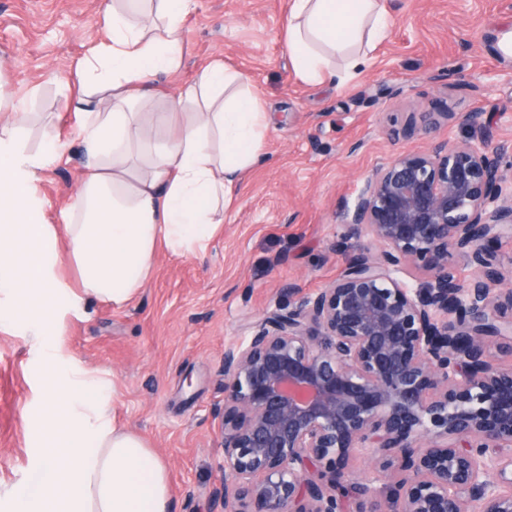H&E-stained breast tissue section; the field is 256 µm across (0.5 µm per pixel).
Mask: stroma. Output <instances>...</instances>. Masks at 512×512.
<instances>
[{"label": "stroma", "mask_w": 512, "mask_h": 512, "mask_svg": "<svg viewBox=\"0 0 512 512\" xmlns=\"http://www.w3.org/2000/svg\"><path fill=\"white\" fill-rule=\"evenodd\" d=\"M104 0H0V123L15 106L32 153L54 143L36 197L57 217L86 161L82 117L70 100L72 71L106 40ZM388 36L352 78L318 86L294 72L283 38L289 0H198L184 20L177 73L154 80L151 109L224 61L265 102L273 125L264 158L239 183L223 232L208 249H159L151 279L129 304L88 301L66 309L55 347L32 345L29 321L0 305V512L14 490L36 483L47 428L39 419L46 371H91L111 389L112 417L143 435L166 462L171 512H211L222 473L213 417L224 403V349L263 315L287 305V287L307 296L347 262L376 253L372 239L344 231L365 178L398 155L467 142L470 112L488 114L512 161V60L496 50L512 0H388ZM450 113L422 136L397 133L408 113Z\"/></svg>", "instance_id": "stroma-1"}]
</instances>
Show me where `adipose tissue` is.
I'll list each match as a JSON object with an SVG mask.
<instances>
[{
  "label": "adipose tissue",
  "mask_w": 512,
  "mask_h": 512,
  "mask_svg": "<svg viewBox=\"0 0 512 512\" xmlns=\"http://www.w3.org/2000/svg\"><path fill=\"white\" fill-rule=\"evenodd\" d=\"M194 6L109 5L103 25L110 45L93 49L74 72L88 161L60 224L34 195L56 147L27 152L18 128H0V295L36 304L35 343H48V330L62 328V265L77 273L72 301L130 303L149 281L160 247L189 256L222 232L236 185L262 156L272 117L243 89V75L221 62L168 95L150 122L140 117L139 106L155 95L152 79L181 67L182 23ZM388 30L385 0H291L285 38L296 75L318 85L334 59L356 71L363 49ZM93 96L111 99V111H86ZM41 415L51 435L39 474L54 493H15L10 512H170L166 463L142 436L113 423L107 387L95 374L48 378Z\"/></svg>",
  "instance_id": "1"
}]
</instances>
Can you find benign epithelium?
<instances>
[{"label":"benign epithelium","instance_id":"1","mask_svg":"<svg viewBox=\"0 0 512 512\" xmlns=\"http://www.w3.org/2000/svg\"><path fill=\"white\" fill-rule=\"evenodd\" d=\"M471 142L439 143L375 169L350 233L353 257L328 287L298 296L224 349L219 512H512V368L488 356L512 340V174L493 123L467 115ZM478 275L468 283L458 262ZM412 267L426 281L401 278ZM390 472L399 508L365 510L353 461Z\"/></svg>","mask_w":512,"mask_h":512}]
</instances>
